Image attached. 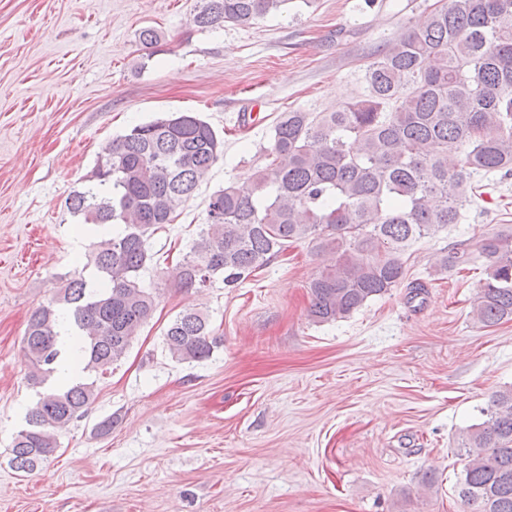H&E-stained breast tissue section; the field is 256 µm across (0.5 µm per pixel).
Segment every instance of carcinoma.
<instances>
[{"label": "carcinoma", "instance_id": "carcinoma-1", "mask_svg": "<svg viewBox=\"0 0 512 512\" xmlns=\"http://www.w3.org/2000/svg\"><path fill=\"white\" fill-rule=\"evenodd\" d=\"M286 0H197L204 29L250 26ZM367 94L335 112H282L271 127L269 162L243 183L210 195L206 222L176 268V286H227L264 268L290 242L336 256L309 283V316L346 318L405 277L403 256L435 228L459 224L473 182L512 173V0H439L426 18L377 51ZM224 138L194 112H167L128 129L105 148L85 186L65 201L103 237L84 268L34 309L22 342L28 381L47 383L60 356L58 311L82 339L84 376L64 391L38 393L9 448V465L30 474L84 416L98 380L127 354L156 309L140 284L153 259L148 240L175 219L211 167ZM488 264L473 303L483 327L512 320V229L480 239ZM470 247L437 259L443 273L470 263ZM95 271L92 281L84 269ZM179 362H202L222 344L207 315L188 310L163 334ZM463 435L456 483L467 512H512V386Z\"/></svg>", "mask_w": 512, "mask_h": 512}]
</instances>
